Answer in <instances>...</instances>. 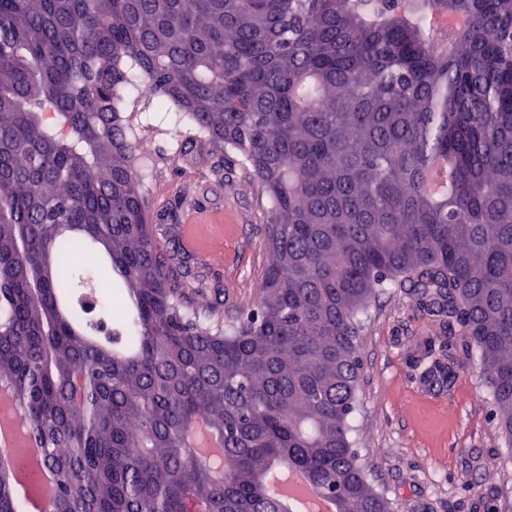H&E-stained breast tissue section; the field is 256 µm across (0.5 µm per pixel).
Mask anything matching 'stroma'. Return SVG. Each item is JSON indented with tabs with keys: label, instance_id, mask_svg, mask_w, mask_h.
<instances>
[{
	"label": "stroma",
	"instance_id": "1",
	"mask_svg": "<svg viewBox=\"0 0 512 512\" xmlns=\"http://www.w3.org/2000/svg\"><path fill=\"white\" fill-rule=\"evenodd\" d=\"M140 140L151 154L141 193L152 214L174 206L185 193L196 195L199 212L233 205L216 232L215 252L187 246L202 270L220 277L224 307L251 304L265 266V226L271 202L241 165H233L221 190L211 157L224 147L194 135L178 113L133 114ZM447 336L460 369L447 389L425 385L414 365L427 337ZM362 364L352 425L355 446L369 466L374 485L397 512H512V446L498 433L492 400L465 337L417 310L406 289L382 292L369 311L360 340Z\"/></svg>",
	"mask_w": 512,
	"mask_h": 512
}]
</instances>
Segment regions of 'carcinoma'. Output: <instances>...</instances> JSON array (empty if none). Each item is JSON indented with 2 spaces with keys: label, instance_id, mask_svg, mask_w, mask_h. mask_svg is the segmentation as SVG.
Wrapping results in <instances>:
<instances>
[{
  "label": "carcinoma",
  "instance_id": "carcinoma-1",
  "mask_svg": "<svg viewBox=\"0 0 512 512\" xmlns=\"http://www.w3.org/2000/svg\"><path fill=\"white\" fill-rule=\"evenodd\" d=\"M441 13L467 21L445 43ZM133 84L273 201L231 318L217 277L189 303L203 280L148 214ZM1 198L0 385L57 475L49 512H283L289 467L336 512H392L351 417L395 286L467 338L512 447V0H0ZM100 253L122 305L90 311ZM451 347L426 341L425 380L455 381Z\"/></svg>",
  "mask_w": 512,
  "mask_h": 512
}]
</instances>
